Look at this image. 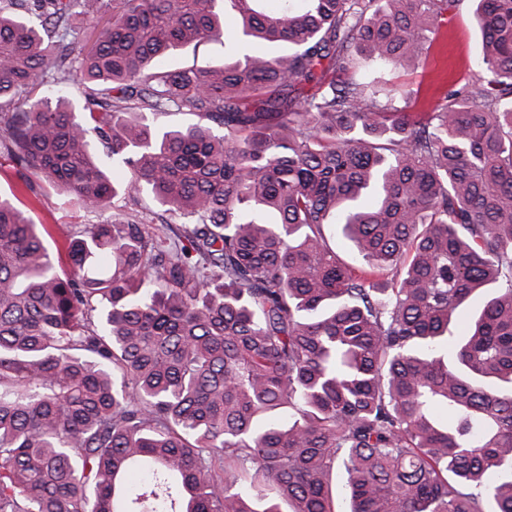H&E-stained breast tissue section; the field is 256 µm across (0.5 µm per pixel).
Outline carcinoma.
I'll list each match as a JSON object with an SVG mask.
<instances>
[{
    "label": "carcinoma",
    "instance_id": "obj_1",
    "mask_svg": "<svg viewBox=\"0 0 512 512\" xmlns=\"http://www.w3.org/2000/svg\"><path fill=\"white\" fill-rule=\"evenodd\" d=\"M457 2L0 0V152L123 212L61 272L0 198V512H512V0L435 112L355 78ZM197 58L198 64L203 62L220 63L224 61V37L222 42H206L203 43L194 54L192 47L170 57L163 58L158 64L161 67L175 68L182 64H192Z\"/></svg>",
    "mask_w": 512,
    "mask_h": 512
}]
</instances>
